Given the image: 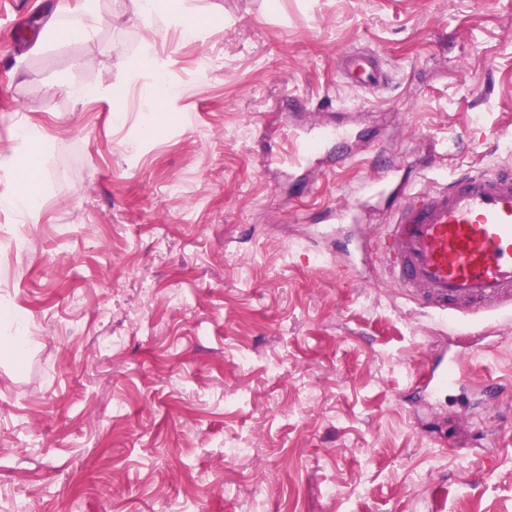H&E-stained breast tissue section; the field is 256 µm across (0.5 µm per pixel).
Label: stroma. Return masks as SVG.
I'll return each instance as SVG.
<instances>
[{
	"instance_id": "obj_1",
	"label": "stroma",
	"mask_w": 512,
	"mask_h": 512,
	"mask_svg": "<svg viewBox=\"0 0 512 512\" xmlns=\"http://www.w3.org/2000/svg\"><path fill=\"white\" fill-rule=\"evenodd\" d=\"M23 2L24 33L0 13V195L19 127L43 160L38 207L0 206V306L30 336L0 359V512H512V323L441 321L378 257L398 186L512 166V0H183L194 35L159 23L134 81L119 0L41 45L81 0ZM363 50L374 90L340 76ZM102 80L123 122L64 90ZM323 126L349 136L269 164ZM443 352L466 375L425 395ZM101 22L100 1L83 0L76 11H59L52 25L42 34V39L54 42L85 39Z\"/></svg>"
}]
</instances>
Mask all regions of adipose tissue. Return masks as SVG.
Listing matches in <instances>:
<instances>
[{"instance_id": "ef3b65f1", "label": "adipose tissue", "mask_w": 512, "mask_h": 512, "mask_svg": "<svg viewBox=\"0 0 512 512\" xmlns=\"http://www.w3.org/2000/svg\"><path fill=\"white\" fill-rule=\"evenodd\" d=\"M125 11L140 22L146 37L145 44H152L157 32L156 23L163 15L179 12V0H121ZM102 21L100 0H82L78 10L59 11L52 25L43 34L44 39L59 42L78 40L90 36ZM17 138L19 150L13 159L15 190L1 203L24 214L39 204L37 187L39 164L42 157V138L36 125L22 126Z\"/></svg>"}]
</instances>
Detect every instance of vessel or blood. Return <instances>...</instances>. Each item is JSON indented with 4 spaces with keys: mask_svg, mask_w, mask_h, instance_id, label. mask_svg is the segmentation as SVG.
Returning <instances> with one entry per match:
<instances>
[{
    "mask_svg": "<svg viewBox=\"0 0 512 512\" xmlns=\"http://www.w3.org/2000/svg\"><path fill=\"white\" fill-rule=\"evenodd\" d=\"M356 85L382 82L370 53L347 57ZM385 274L440 318L512 307V169L466 170L408 186L381 236Z\"/></svg>",
    "mask_w": 512,
    "mask_h": 512,
    "instance_id": "obj_1",
    "label": "vessel or blood"
}]
</instances>
